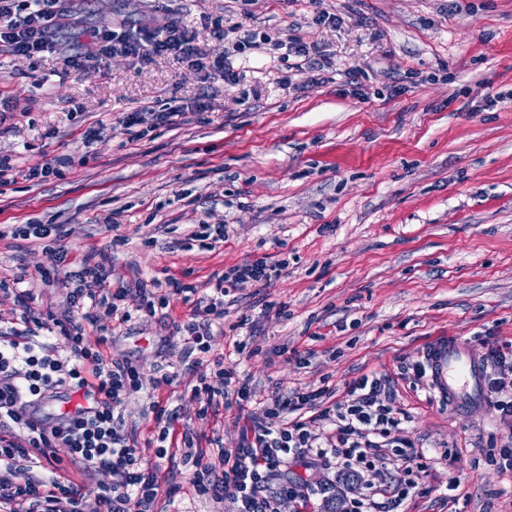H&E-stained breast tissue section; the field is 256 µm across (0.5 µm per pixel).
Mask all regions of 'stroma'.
<instances>
[{
  "mask_svg": "<svg viewBox=\"0 0 512 512\" xmlns=\"http://www.w3.org/2000/svg\"><path fill=\"white\" fill-rule=\"evenodd\" d=\"M83 9L84 27L119 33L179 20L212 59L224 54L217 27L265 42L233 56L235 84L205 81L169 57L65 69L61 53L86 42L74 30L63 32L61 53L36 61L0 47V157L25 170L73 159L59 175L0 185V226L62 225L70 262L111 252L112 280L129 286L156 278L202 288L246 261H287L271 283L238 292L224 324L251 316L257 352L233 354L228 334H215L225 366L252 381L260 402L305 386L335 401L346 382L386 375L403 436L449 454L431 460L405 512H512V474L488 463L512 429L492 405L455 409L402 371L440 338L480 358L492 347L512 354V0H83ZM322 11L340 24H317ZM296 37L316 48L321 69L296 70L286 50ZM200 94L208 111L153 120L166 103ZM138 107L150 110L143 122L121 125ZM99 119L102 135L83 145ZM226 215L224 242L191 239L197 224ZM108 217L117 231L105 229ZM47 263L43 244L0 237V275L34 279ZM71 287L62 273L48 286L34 279L32 310H58ZM265 300L286 316L264 313ZM189 314L174 299L166 316L116 327L111 343L94 333L86 342L149 378L177 361L175 326ZM187 391L182 382L130 393L127 428L151 438L156 400L175 413L171 454L189 428L236 445L234 412L197 419ZM460 464L467 475L446 498ZM294 473L305 497L284 500L282 512H324L329 497L345 507L376 481L367 472L347 484L332 468ZM158 483V512L236 510L198 497L170 462Z\"/></svg>",
  "mask_w": 512,
  "mask_h": 512,
  "instance_id": "obj_1",
  "label": "stroma"
}]
</instances>
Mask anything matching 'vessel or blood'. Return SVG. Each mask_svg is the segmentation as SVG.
Returning <instances> with one entry per match:
<instances>
[{"mask_svg":"<svg viewBox=\"0 0 512 512\" xmlns=\"http://www.w3.org/2000/svg\"><path fill=\"white\" fill-rule=\"evenodd\" d=\"M423 357L432 388L440 398L463 411L484 405V366L464 343L438 340L425 349Z\"/></svg>","mask_w":512,"mask_h":512,"instance_id":"vessel-or-blood-1","label":"vessel or blood"}]
</instances>
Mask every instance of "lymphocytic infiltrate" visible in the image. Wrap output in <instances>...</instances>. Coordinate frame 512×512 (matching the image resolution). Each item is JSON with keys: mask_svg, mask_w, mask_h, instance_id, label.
<instances>
[{"mask_svg": "<svg viewBox=\"0 0 512 512\" xmlns=\"http://www.w3.org/2000/svg\"><path fill=\"white\" fill-rule=\"evenodd\" d=\"M66 2L0 0V46L33 60L53 52L69 14ZM253 46L250 40H228L223 58L212 61L197 31L169 21L144 26L133 36L92 31L86 52L65 57L64 66L82 70L115 54L147 64L169 55L206 80L234 83L238 74L231 56ZM281 271V265L263 260L245 262L213 275L208 292L177 283L164 294L155 278L132 288L113 283L109 257L89 255L70 272L76 286L65 304L43 316L32 312L34 293L24 276H17L13 294L22 310L20 323L0 327V512H155L157 472L145 455L166 456L172 415L155 406L158 428L143 450L117 407L129 391L156 390L188 374L195 378L191 395L199 416L221 407L245 412L255 391L225 366L223 356L213 355L212 327L226 317L227 297L245 285L271 282ZM174 297L191 307L178 370L147 385L128 360L85 346L87 330L108 343L112 323H126L136 312L155 317ZM42 330L49 340H38ZM486 360L494 369L488 378L490 402L502 424L512 427V359L492 349ZM400 424L386 378L365 374L347 383L344 397L331 403L320 389L275 395L261 414H248L233 448L220 437L203 444L185 432L180 463L197 496L216 502L233 498L237 512H278L281 494L300 495L297 485L281 480L288 463L332 461L338 478L352 480L386 461L392 473L359 506L363 512H402L424 472L425 452L399 436ZM61 448L82 474H108L94 496L58 474Z\"/></svg>", "mask_w": 512, "mask_h": 512, "instance_id": "lymphocytic-infiltrate-1", "label": "lymphocytic infiltrate"}]
</instances>
